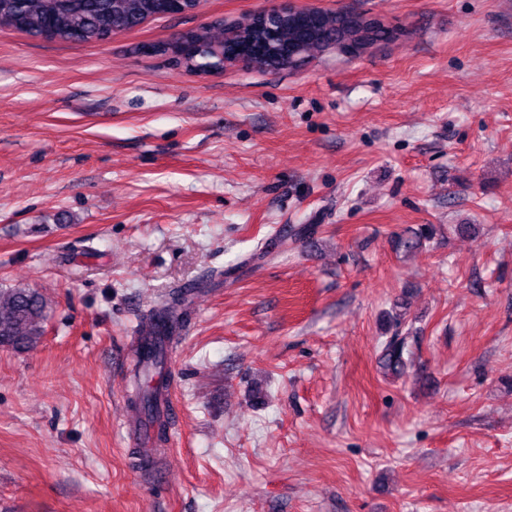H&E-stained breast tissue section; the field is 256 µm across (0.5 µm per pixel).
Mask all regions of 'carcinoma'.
<instances>
[{"label":"carcinoma","instance_id":"obj_1","mask_svg":"<svg viewBox=\"0 0 512 512\" xmlns=\"http://www.w3.org/2000/svg\"><path fill=\"white\" fill-rule=\"evenodd\" d=\"M163 6L156 0H0V28H12L49 41L98 42L114 32L133 29L152 17H158ZM236 46L256 51L276 33L278 39L294 41L302 38L305 57H313L330 46L341 47L353 41L361 48L388 37V32L375 21L346 12L325 13L319 27L300 32L296 24L279 23L270 29L250 17L235 23ZM188 53L182 64L193 71L224 68L222 41L207 31H190L183 35ZM188 293L176 290L169 300L152 309L140 329L136 358L135 385L131 404L156 428V442L167 441L168 413L162 390L150 384L162 374L167 353L187 320ZM47 300L34 288L0 289V346L23 350L42 335ZM410 357L405 338L393 336L384 347L383 369L393 375L402 373Z\"/></svg>","mask_w":512,"mask_h":512}]
</instances>
